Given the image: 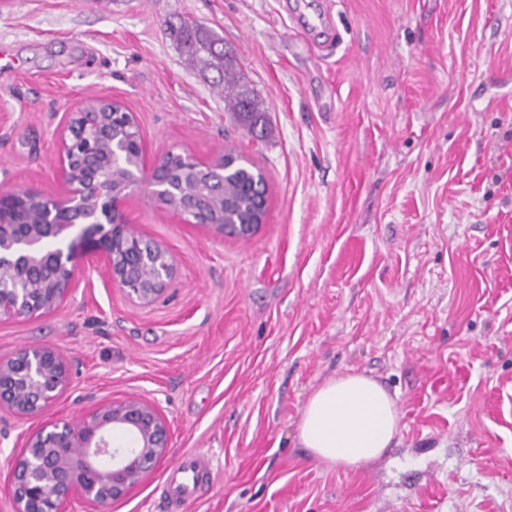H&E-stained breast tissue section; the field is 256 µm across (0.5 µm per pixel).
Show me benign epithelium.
<instances>
[{
    "mask_svg": "<svg viewBox=\"0 0 512 512\" xmlns=\"http://www.w3.org/2000/svg\"><path fill=\"white\" fill-rule=\"evenodd\" d=\"M117 112H98L83 103L68 113L59 150V170L65 192L58 197L29 189L19 195L0 193V211L18 196L49 201L53 208L38 223L20 221L0 233V281L4 272L22 270L14 288L0 289V317L30 318L58 308L70 294L84 256L134 303L148 306L169 286L174 264L166 249L134 234L121 209L130 193L146 189L163 198L169 168L166 159L144 176V150L133 113L112 100ZM121 121L134 131L137 173L121 192L112 191V178L104 175L105 162L95 150L76 160L69 142L89 130ZM174 214L187 224H204L222 235L248 237L254 224H226L207 212L176 207ZM56 240L53 250L43 242ZM156 256L150 278L140 276L145 252ZM70 373L62 352L49 346H28L0 360V411L40 418L68 389ZM130 442L114 445V433ZM169 426L150 402L129 398L112 401L86 415L80 424L55 419L43 422L26 440L9 471L8 488L14 512H72V503L86 512H106L124 498L168 452Z\"/></svg>",
    "mask_w": 512,
    "mask_h": 512,
    "instance_id": "obj_1",
    "label": "benign epithelium"
}]
</instances>
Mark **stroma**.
<instances>
[{"mask_svg":"<svg viewBox=\"0 0 512 512\" xmlns=\"http://www.w3.org/2000/svg\"><path fill=\"white\" fill-rule=\"evenodd\" d=\"M209 27L265 107L252 136L167 21ZM115 98L147 164L234 152L265 175L246 239L141 191L132 230L175 275L152 305L83 268L53 312L0 318V360L66 357L47 418L141 397L160 464L110 512H164L187 451L213 462L183 512H512V0H0V190L65 186V113ZM356 372L396 399L378 460L329 466L297 440L317 386ZM37 419L0 411V473Z\"/></svg>","mask_w":512,"mask_h":512,"instance_id":"stroma-1","label":"stroma"}]
</instances>
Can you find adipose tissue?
<instances>
[{
    "mask_svg": "<svg viewBox=\"0 0 512 512\" xmlns=\"http://www.w3.org/2000/svg\"><path fill=\"white\" fill-rule=\"evenodd\" d=\"M301 447L331 466L356 469L379 458L398 438L390 393L361 373H343L308 396L297 426Z\"/></svg>",
    "mask_w": 512,
    "mask_h": 512,
    "instance_id": "ef3b65f1",
    "label": "adipose tissue"
}]
</instances>
